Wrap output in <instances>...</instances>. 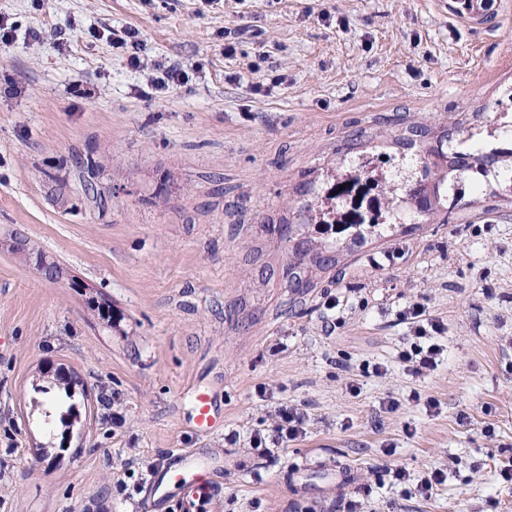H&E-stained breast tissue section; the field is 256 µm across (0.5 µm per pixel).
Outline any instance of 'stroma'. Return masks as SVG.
<instances>
[{"label":"stroma","mask_w":512,"mask_h":512,"mask_svg":"<svg viewBox=\"0 0 512 512\" xmlns=\"http://www.w3.org/2000/svg\"><path fill=\"white\" fill-rule=\"evenodd\" d=\"M0 14V512H141L189 451L218 468L209 512H337L353 495L365 512H512V0L474 18L459 0ZM125 27L137 69L112 43ZM159 62L188 81L155 92ZM460 125L462 152H500L494 173L449 170ZM356 178L358 209L336 193ZM354 209L378 227L346 252ZM41 256L83 290L42 279ZM99 295L115 326L88 309ZM414 301L447 350L422 376L397 358ZM49 363L77 381L63 437L44 423L59 390H36ZM282 403L307 432L258 454L249 437ZM393 464L448 480L422 500ZM334 467L353 473L343 489L314 474ZM121 36L114 38V44L121 48L131 49L128 57L127 64L131 68H139L141 66V58L139 51L141 50L139 39V32L136 29L126 28L122 31Z\"/></svg>","instance_id":"35a3bbf8"}]
</instances>
